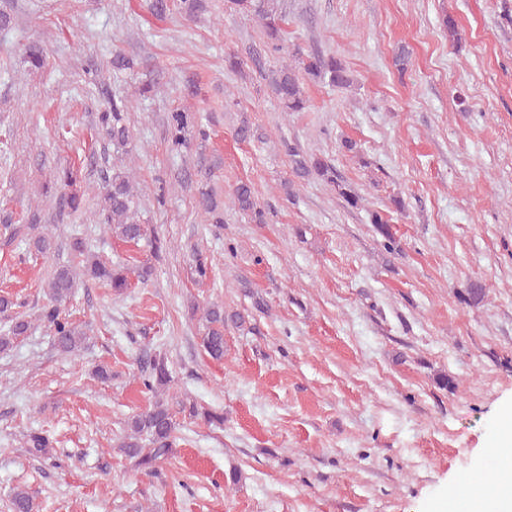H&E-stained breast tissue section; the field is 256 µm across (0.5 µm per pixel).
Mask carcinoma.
Here are the masks:
<instances>
[{
	"mask_svg": "<svg viewBox=\"0 0 512 512\" xmlns=\"http://www.w3.org/2000/svg\"><path fill=\"white\" fill-rule=\"evenodd\" d=\"M229 9L258 18L265 38V47L272 55L286 52L282 23L284 15L279 0H227ZM293 63L284 64L268 75L269 86L283 111L302 112L308 107V99L303 90V79L326 82L338 88L351 84L350 75L343 62L334 55L304 53L296 48L291 52ZM130 111L125 98L112 99L98 115V123L112 139L118 149L129 144L130 130L126 124V112ZM189 115L176 111L169 118L168 139L176 145L184 144V133ZM291 172L297 178H317L333 187L336 195L351 210L364 207L363 197L355 191L336 167L326 159L307 154L295 145L284 143ZM104 205L106 225L121 239L139 242L148 235V227L138 218L139 201L132 190L129 176L114 172L104 178ZM231 201L235 208L247 215L255 224L265 223V211L258 205L252 184L239 182L232 190ZM370 223L384 239V248L389 254L400 252L399 245L391 231L389 220L380 212L370 213ZM130 268L123 264H112L90 254L87 256L83 275L86 280L109 285L122 294L129 287ZM77 276L69 265L56 267L48 283V302L41 308L39 320L53 332V345L63 356H70L84 347L88 336L81 325L63 316L62 306L74 295ZM486 296V286L480 281H471L459 294L460 301L478 304ZM206 332L202 336V346L207 355L216 360L224 359V327L233 324L239 330L248 329L249 316L241 312H224V308L213 305L205 313ZM30 327L25 319L11 322L6 332L0 336V348H8L12 341L24 335ZM171 382V372L167 358L155 354L146 361L143 383L146 389L155 394V400L146 410L128 418L125 434L117 444L119 452L131 460L135 466L153 471L155 464L173 453L178 418L201 419L210 425L224 424V413L208 409L196 403L182 400H168L162 391ZM28 453L34 457L49 454V439L41 431L27 435ZM7 512H34L33 497L25 489L11 492L6 504Z\"/></svg>",
	"mask_w": 512,
	"mask_h": 512,
	"instance_id": "1",
	"label": "carcinoma"
}]
</instances>
